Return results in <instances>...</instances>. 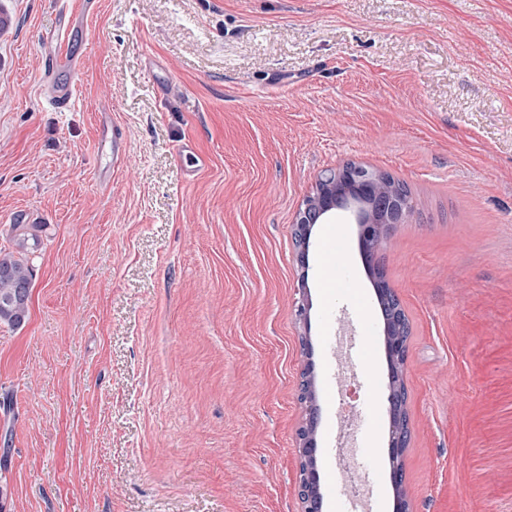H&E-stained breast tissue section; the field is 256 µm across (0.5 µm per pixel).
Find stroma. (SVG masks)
<instances>
[{"label": "stroma", "instance_id": "35a3bbf8", "mask_svg": "<svg viewBox=\"0 0 512 512\" xmlns=\"http://www.w3.org/2000/svg\"><path fill=\"white\" fill-rule=\"evenodd\" d=\"M78 2L0 0V248L15 224L41 241L29 318L0 324V512H301L310 361L325 512H352L350 469L391 512L355 223L315 225L304 264L292 234L348 162L412 197L376 251L410 324V512H512V0H97L70 31ZM64 35L81 65L60 112ZM105 117L127 147L107 180Z\"/></svg>", "mask_w": 512, "mask_h": 512}]
</instances>
